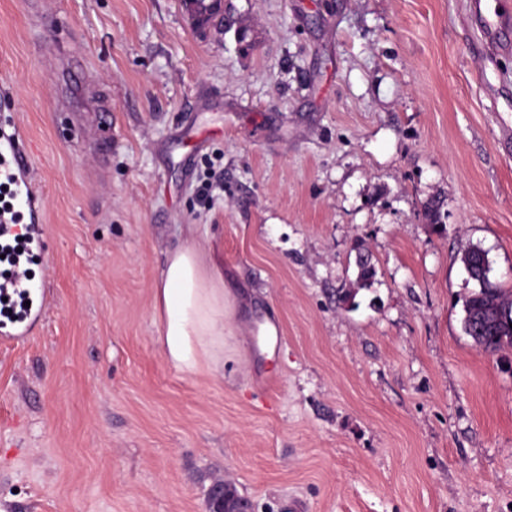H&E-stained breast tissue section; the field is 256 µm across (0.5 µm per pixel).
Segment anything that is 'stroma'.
<instances>
[{
	"instance_id": "35a3bbf8",
	"label": "stroma",
	"mask_w": 512,
	"mask_h": 512,
	"mask_svg": "<svg viewBox=\"0 0 512 512\" xmlns=\"http://www.w3.org/2000/svg\"><path fill=\"white\" fill-rule=\"evenodd\" d=\"M468 2L232 0L215 29L0 0V125L45 223L43 318L0 335V512H209L219 474L254 512H512V348L465 334L461 262L512 289V53L473 51ZM78 82L112 106L93 136ZM191 237L235 305L219 382L152 316Z\"/></svg>"
}]
</instances>
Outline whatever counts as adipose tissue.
Instances as JSON below:
<instances>
[{
    "label": "adipose tissue",
    "mask_w": 512,
    "mask_h": 512,
    "mask_svg": "<svg viewBox=\"0 0 512 512\" xmlns=\"http://www.w3.org/2000/svg\"><path fill=\"white\" fill-rule=\"evenodd\" d=\"M153 311L165 361L193 377L224 378V336L229 315L224 268L196 241L170 251L153 284Z\"/></svg>",
    "instance_id": "obj_1"
}]
</instances>
